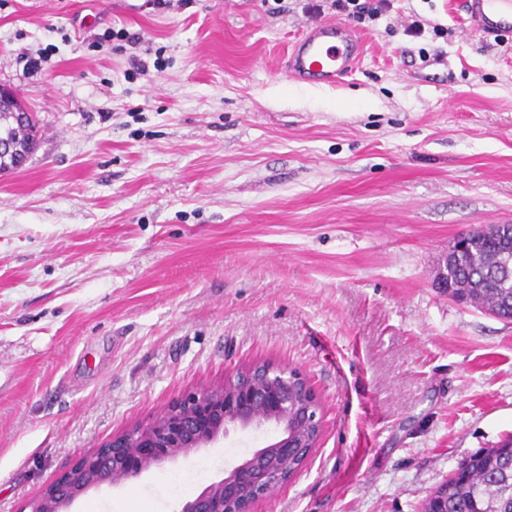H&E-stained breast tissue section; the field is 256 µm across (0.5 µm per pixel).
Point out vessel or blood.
Here are the masks:
<instances>
[{"mask_svg":"<svg viewBox=\"0 0 512 512\" xmlns=\"http://www.w3.org/2000/svg\"><path fill=\"white\" fill-rule=\"evenodd\" d=\"M474 32L512 38V0H462ZM362 56L358 37L344 24L322 22L292 44L286 73L290 79L333 85L348 76Z\"/></svg>","mask_w":512,"mask_h":512,"instance_id":"obj_1","label":"vessel or blood"}]
</instances>
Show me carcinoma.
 Listing matches in <instances>:
<instances>
[{"label":"carcinoma","mask_w":512,"mask_h":512,"mask_svg":"<svg viewBox=\"0 0 512 512\" xmlns=\"http://www.w3.org/2000/svg\"><path fill=\"white\" fill-rule=\"evenodd\" d=\"M37 121L31 117L19 124L8 105L0 109V139L11 141L31 154ZM512 260V234L481 240L456 259L454 273L464 284L454 289L465 303L486 312L503 310L512 302V280H505L502 267ZM448 487L447 512H512V438L500 446L474 454L443 482Z\"/></svg>","instance_id":"1"}]
</instances>
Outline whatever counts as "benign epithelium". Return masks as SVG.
<instances>
[{"mask_svg": "<svg viewBox=\"0 0 512 512\" xmlns=\"http://www.w3.org/2000/svg\"><path fill=\"white\" fill-rule=\"evenodd\" d=\"M476 237L459 235L436 276L437 287L458 301L449 268ZM272 425L278 436L224 471L177 512H254L253 505L289 481L318 445L322 412L310 383L299 372L254 364L224 382L191 389L144 425L112 436L83 455L30 503V512H73L91 490L120 489L129 481L212 448L232 430Z\"/></svg>", "mask_w": 512, "mask_h": 512, "instance_id": "benign-epithelium-1", "label": "benign epithelium"}]
</instances>
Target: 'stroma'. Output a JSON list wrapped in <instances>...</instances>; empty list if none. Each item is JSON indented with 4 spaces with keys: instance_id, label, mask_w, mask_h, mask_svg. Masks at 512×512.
<instances>
[{
    "instance_id": "obj_1",
    "label": "stroma",
    "mask_w": 512,
    "mask_h": 512,
    "mask_svg": "<svg viewBox=\"0 0 512 512\" xmlns=\"http://www.w3.org/2000/svg\"><path fill=\"white\" fill-rule=\"evenodd\" d=\"M290 7L0 0V85L39 127L0 173V512L256 362L309 380L323 433L254 512H421L512 436V324L435 286L458 235L512 221V45L460 0H398L392 21L452 36L354 26L353 73L311 86L284 75ZM276 435L231 432L76 512H176Z\"/></svg>"
}]
</instances>
